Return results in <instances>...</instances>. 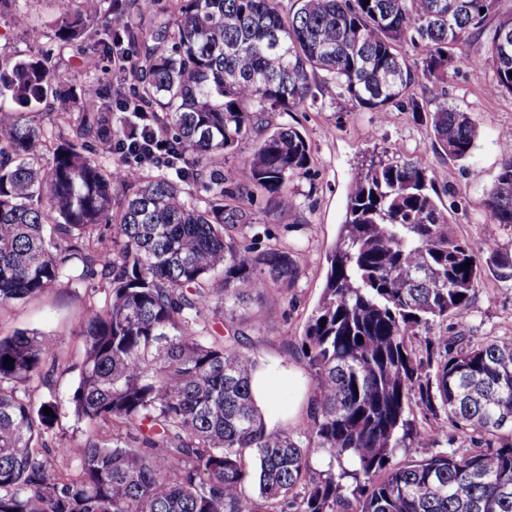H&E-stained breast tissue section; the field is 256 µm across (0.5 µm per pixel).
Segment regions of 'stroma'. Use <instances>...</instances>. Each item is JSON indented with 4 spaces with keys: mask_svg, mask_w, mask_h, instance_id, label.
Segmentation results:
<instances>
[{
    "mask_svg": "<svg viewBox=\"0 0 512 512\" xmlns=\"http://www.w3.org/2000/svg\"><path fill=\"white\" fill-rule=\"evenodd\" d=\"M58 0H18L0 7V56H34L50 48L49 39H29L30 29L45 25L60 13ZM446 97L470 112L478 129L469 159L453 161L432 145L426 113L410 106L392 107L384 124L371 113L340 97L335 86H321L319 102L305 112L263 114L262 122L295 126L312 150L311 169L293 185L295 206L282 213L257 202L253 226L295 258L299 273L291 287H272L263 299L221 315L206 314L207 335L238 336L259 361V377L267 392L257 403L269 425L301 432L308 424L311 378L302 348L305 325L324 288L327 257L346 215V193L355 170L373 156L426 159L434 187L458 238L486 240L479 286L467 312L435 322L430 335L449 341L485 338L512 342V270L499 264L512 257V225L491 223L484 208L502 160L500 136L512 130V96L488 92L484 75L460 66L445 86ZM104 291L90 292L65 283L40 296L0 306V336L37 331L54 340L56 358L49 380L33 383V403L68 393L77 380L83 353L80 324L91 306L102 304Z\"/></svg>",
    "mask_w": 512,
    "mask_h": 512,
    "instance_id": "1",
    "label": "stroma"
}]
</instances>
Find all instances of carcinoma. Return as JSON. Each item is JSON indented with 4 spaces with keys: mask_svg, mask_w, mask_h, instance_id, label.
Listing matches in <instances>:
<instances>
[{
    "mask_svg": "<svg viewBox=\"0 0 512 512\" xmlns=\"http://www.w3.org/2000/svg\"><path fill=\"white\" fill-rule=\"evenodd\" d=\"M131 8L66 0L52 28L58 50L76 48L102 73L92 100L65 84L52 49L0 63V305L63 281L108 284L80 326L84 355L65 397L36 406L25 388L48 376V339L0 337V512H512V342L415 345L466 313L483 253L456 236L423 159L373 157L349 185L302 339L312 378L302 432L267 424L255 354L200 329L205 312L233 311L298 274L281 248L226 233L260 199L288 212L291 183L310 171L308 142L279 124L244 160L245 187L224 176L255 114L304 112L331 83L379 120L405 102L420 110L409 89L424 79L434 145L463 161L474 122L439 90L463 60L490 93L512 95V13L498 0H293L287 11L281 0H170L172 20L145 46L133 24L113 28ZM491 16V40L473 45ZM409 41L425 47L413 65ZM115 74L128 86L112 88ZM45 102L73 126L49 166L48 132L27 117ZM153 152L164 161L126 165ZM501 153L485 207L512 225V144ZM103 224L112 245L92 249ZM415 408L472 429L473 447L396 461L440 443ZM68 414L89 431L80 448L45 439ZM104 426L110 442L98 438ZM53 457L70 466L53 469ZM316 457L329 458L318 475Z\"/></svg>",
    "mask_w": 512,
    "mask_h": 512,
    "instance_id": "1",
    "label": "carcinoma"
}]
</instances>
